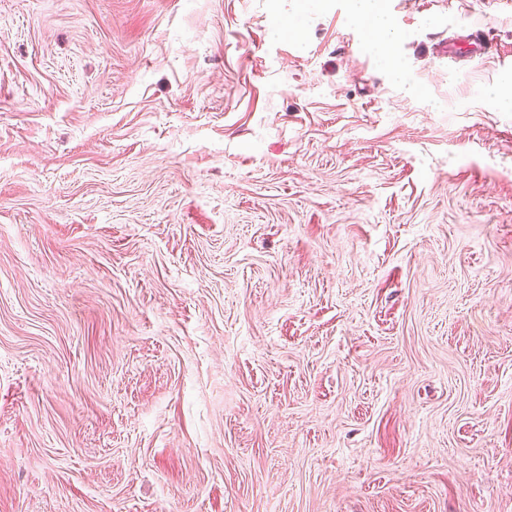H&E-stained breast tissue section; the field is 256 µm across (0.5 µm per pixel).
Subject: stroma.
<instances>
[{
	"mask_svg": "<svg viewBox=\"0 0 512 512\" xmlns=\"http://www.w3.org/2000/svg\"><path fill=\"white\" fill-rule=\"evenodd\" d=\"M380 5L0 0V512H512V0ZM349 14L352 21L369 28L377 50L385 58L390 57L401 38L392 16L378 9L375 0H349ZM483 95L497 104L512 106V75L503 74L497 84L483 90Z\"/></svg>",
	"mask_w": 512,
	"mask_h": 512,
	"instance_id": "obj_1",
	"label": "stroma"
}]
</instances>
